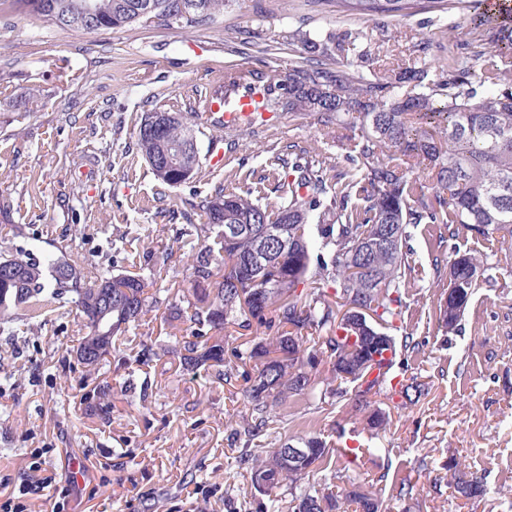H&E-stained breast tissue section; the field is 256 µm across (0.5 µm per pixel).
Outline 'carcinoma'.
I'll use <instances>...</instances> for the list:
<instances>
[{
    "instance_id": "obj_1",
    "label": "carcinoma",
    "mask_w": 512,
    "mask_h": 512,
    "mask_svg": "<svg viewBox=\"0 0 512 512\" xmlns=\"http://www.w3.org/2000/svg\"><path fill=\"white\" fill-rule=\"evenodd\" d=\"M156 5L153 17L194 27L214 20L224 12L225 0H196L198 7L180 9L184 0H94L96 24L89 30L117 29L136 22L143 3ZM81 0H20L33 15L52 22L53 16L75 11ZM367 11L403 9L400 0H358ZM474 25L493 45L494 52L458 55L448 65V79L435 82L416 67L398 71L384 83H372L346 70L332 67L336 50H344L346 39L329 36L320 42L298 32L293 41L319 62L293 68L283 77L263 69L245 75H225L224 100L238 93L262 95L265 112H319L336 118L352 112L362 118V141L351 161L360 180L350 186L328 184L327 169L296 162L283 170L288 200L260 204L251 192L218 190L202 201L207 224H222L226 231L217 245L223 253L224 273L214 272V249L204 246L191 255L190 278L197 305L188 320L214 331L230 323L261 332L251 348L231 349L226 358L224 337L183 336L177 351L188 368L202 365L224 368V379L235 376L237 361L255 362L254 373H244L246 397L251 406L244 435L253 440L269 427L276 407L296 395L315 396L312 373L328 366L330 392L347 394L345 384L363 380L369 369L364 356L375 351L377 377L366 391L393 389L388 368L397 355L396 340L374 348V340L400 315L401 288L405 287L412 257L408 249L411 224H463L469 231L491 237L512 235V83L505 75L512 70V20L481 14ZM495 88L477 96L472 80ZM405 85L411 91L399 95ZM190 130L183 121L166 129L150 131L141 121L137 143L147 162L186 143ZM393 150L405 164L427 161L437 192L426 202L417 194L399 166L380 157ZM200 159L187 156L156 177L170 186L189 182L199 174ZM365 202L361 206L352 196ZM279 231L282 241L266 244L268 251L257 261L259 239L266 227ZM480 263L467 253L455 251L448 261V297L440 308V323L446 332L458 330L473 294ZM335 284L333 309L324 292L299 290L312 271ZM146 279L137 274H112L100 270L94 280L65 256L42 259L32 252L0 251V331L19 317L36 321L67 304L77 307L88 328L76 348L77 363L86 371H98L106 357L119 351L142 317L157 305L149 295ZM366 308L371 331L358 328L363 336L349 343L346 323L351 312ZM112 322L102 334L97 324ZM310 329L314 336H304ZM293 439L279 440L265 456L247 455L251 486L258 493L255 512H381L382 504L360 490L338 493L331 488L311 490L305 479L311 473L336 463L335 449L317 437L303 442L308 455L295 460L285 456ZM455 492L466 500L482 498L481 479L449 461ZM291 499L283 500L281 490Z\"/></svg>"
}]
</instances>
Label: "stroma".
I'll return each mask as SVG.
<instances>
[{
    "instance_id": "1",
    "label": "stroma",
    "mask_w": 512,
    "mask_h": 512,
    "mask_svg": "<svg viewBox=\"0 0 512 512\" xmlns=\"http://www.w3.org/2000/svg\"><path fill=\"white\" fill-rule=\"evenodd\" d=\"M409 9L363 13L344 0H227L214 22L195 27L155 22L74 32L30 14L20 0H0V251L62 254L85 271L138 265L166 252L160 271L144 269L166 302L153 308L133 341L87 372L74 350L87 333L75 311L17 322L0 335V502L33 482L35 449L57 488L23 499L25 512H254L244 451L259 455L275 438L319 437L359 449L356 464L337 462L310 484L354 485L385 512H512V236L486 239L463 226L408 227L415 265L402 290V314L390 333L414 336L419 351L396 357L390 377L417 380L425 394L402 405L396 394L339 398L294 396L267 431L245 442L236 430L249 413L246 383L214 370H185L171 348L196 332L169 321L168 304L187 306L190 250L207 245L201 201L216 188L263 183L275 160L332 161L339 184L355 180L348 162L360 121L304 112H266L225 129L206 124L197 106L224 80L226 66L270 74L308 65L295 31L321 39L356 33L339 54L341 68L373 82L399 69L445 79L460 41L475 36L473 0H409ZM175 112L196 137L201 172L171 187L153 173L137 145L150 112ZM475 255L491 276L479 279L458 332L438 323L452 250ZM157 353L138 363L143 346ZM112 387L102 414L90 396ZM386 424L364 427L373 410ZM456 458L481 476L484 499L455 498L445 466ZM84 471L74 472L72 459ZM199 488L187 497L185 487Z\"/></svg>"
}]
</instances>
